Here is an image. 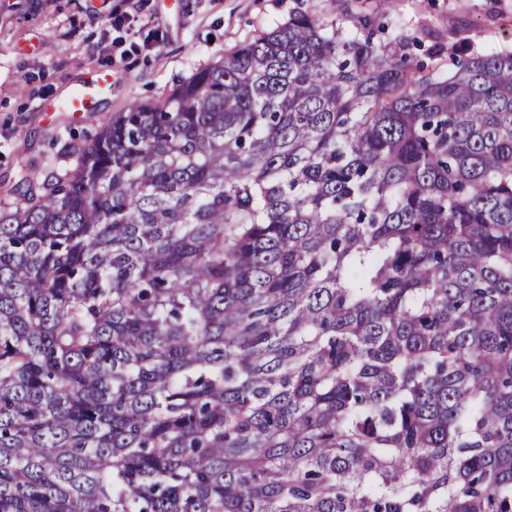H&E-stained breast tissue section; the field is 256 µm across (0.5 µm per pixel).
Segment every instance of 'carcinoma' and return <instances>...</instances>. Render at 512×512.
I'll use <instances>...</instances> for the list:
<instances>
[{
    "instance_id": "obj_1",
    "label": "carcinoma",
    "mask_w": 512,
    "mask_h": 512,
    "mask_svg": "<svg viewBox=\"0 0 512 512\" xmlns=\"http://www.w3.org/2000/svg\"><path fill=\"white\" fill-rule=\"evenodd\" d=\"M297 11L0 210V512H512V51Z\"/></svg>"
}]
</instances>
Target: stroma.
I'll return each mask as SVG.
<instances>
[{"instance_id":"stroma-1","label":"stroma","mask_w":512,"mask_h":512,"mask_svg":"<svg viewBox=\"0 0 512 512\" xmlns=\"http://www.w3.org/2000/svg\"><path fill=\"white\" fill-rule=\"evenodd\" d=\"M370 16L375 38L434 31L412 54L446 78L454 52L512 51V0H348ZM322 0H0V205L13 206L22 171L45 177L75 168L72 146L95 125L66 110L96 74L112 86L96 102L98 122L129 103L163 99L179 81L294 11Z\"/></svg>"}]
</instances>
